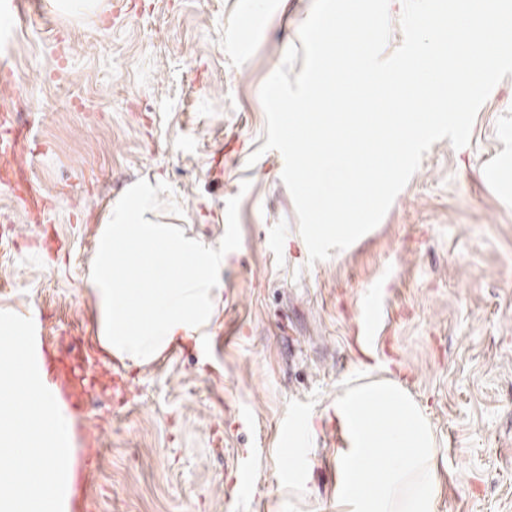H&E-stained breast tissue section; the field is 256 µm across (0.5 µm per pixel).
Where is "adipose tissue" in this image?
Listing matches in <instances>:
<instances>
[{
    "mask_svg": "<svg viewBox=\"0 0 512 512\" xmlns=\"http://www.w3.org/2000/svg\"><path fill=\"white\" fill-rule=\"evenodd\" d=\"M151 189L113 207L89 275L98 343L136 366L175 344L205 346L224 292L223 249L143 222ZM325 414L336 427V512H436L433 429L398 381L348 390Z\"/></svg>",
    "mask_w": 512,
    "mask_h": 512,
    "instance_id": "1",
    "label": "adipose tissue"
}]
</instances>
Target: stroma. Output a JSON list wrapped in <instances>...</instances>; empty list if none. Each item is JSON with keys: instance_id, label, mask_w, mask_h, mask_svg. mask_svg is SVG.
Listing matches in <instances>:
<instances>
[{"instance_id": "35a3bbf8", "label": "stroma", "mask_w": 512, "mask_h": 512, "mask_svg": "<svg viewBox=\"0 0 512 512\" xmlns=\"http://www.w3.org/2000/svg\"><path fill=\"white\" fill-rule=\"evenodd\" d=\"M0 33V113L31 111L23 212L0 181V310L94 311L87 274L112 205L154 181L147 219L224 249L206 354L122 364L126 402L74 414L99 427L92 512H336L324 412L346 390L397 380L432 425L437 512H512V74L469 145H432L382 221L310 262L281 160L264 150L260 88L299 41L312 0H24ZM224 153V169L210 158ZM258 161H251L252 153ZM498 163V177L484 170ZM380 283L378 351L356 336ZM308 432L289 482L287 420Z\"/></svg>"}]
</instances>
